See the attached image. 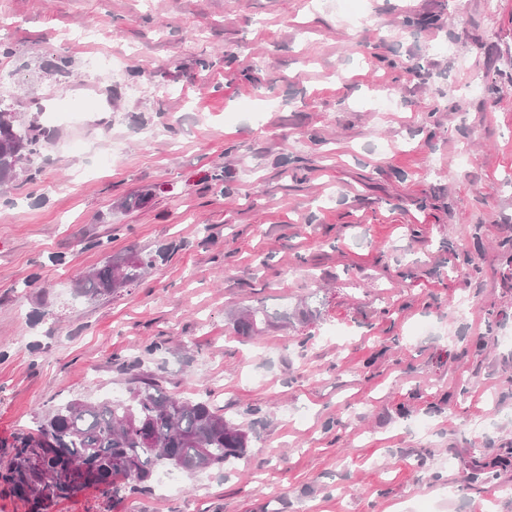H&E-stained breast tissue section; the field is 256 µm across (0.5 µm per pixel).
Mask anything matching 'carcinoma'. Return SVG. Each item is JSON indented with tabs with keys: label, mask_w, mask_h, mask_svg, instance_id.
Returning a JSON list of instances; mask_svg holds the SVG:
<instances>
[{
	"label": "carcinoma",
	"mask_w": 512,
	"mask_h": 512,
	"mask_svg": "<svg viewBox=\"0 0 512 512\" xmlns=\"http://www.w3.org/2000/svg\"><path fill=\"white\" fill-rule=\"evenodd\" d=\"M32 151L12 113L0 110V187L17 178ZM156 257L146 250L109 257L76 278L75 292L90 300L109 296L139 282ZM269 318L260 308L248 310L235 320V331L249 335ZM248 442L247 431L208 404L181 400L140 378L125 400L68 399L40 419L36 433L13 437L0 481L26 498L31 512H42L88 486L113 496L120 480L146 489L161 466L186 473L222 468L244 459Z\"/></svg>",
	"instance_id": "carcinoma-1"
}]
</instances>
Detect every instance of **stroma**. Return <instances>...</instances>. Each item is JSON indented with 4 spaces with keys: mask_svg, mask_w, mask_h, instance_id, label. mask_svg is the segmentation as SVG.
<instances>
[{
    "mask_svg": "<svg viewBox=\"0 0 512 512\" xmlns=\"http://www.w3.org/2000/svg\"><path fill=\"white\" fill-rule=\"evenodd\" d=\"M0 21V109L36 139L0 188V442L143 372L251 437L177 494L49 512H512V0H0ZM112 55L110 111L34 110ZM142 249L167 258L140 283L75 296ZM255 307L271 322L237 335Z\"/></svg>",
    "mask_w": 512,
    "mask_h": 512,
    "instance_id": "1",
    "label": "stroma"
}]
</instances>
